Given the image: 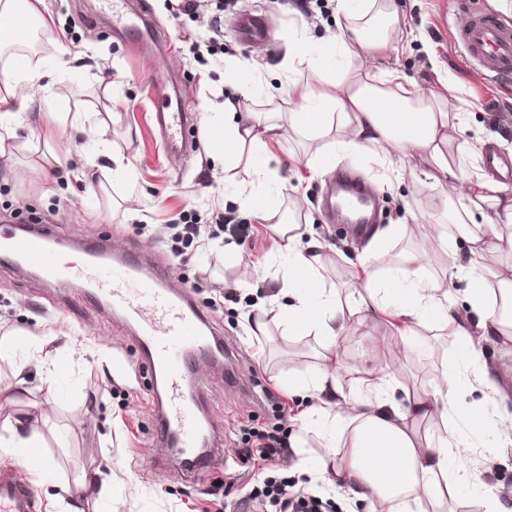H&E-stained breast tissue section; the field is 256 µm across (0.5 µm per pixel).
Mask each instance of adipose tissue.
<instances>
[{"label":"adipose tissue","instance_id":"1","mask_svg":"<svg viewBox=\"0 0 512 512\" xmlns=\"http://www.w3.org/2000/svg\"><path fill=\"white\" fill-rule=\"evenodd\" d=\"M336 13L344 23L328 52L310 44L303 32L291 30V50L284 59L285 72L306 67L311 73L305 84L289 80L288 95L295 109L287 125L262 122L259 113L237 111L225 103L218 118L224 124L223 139L208 138L206 155L221 165L224 187L237 189L241 162L261 177L247 197L254 217L276 232L278 251L288 264L287 276L277 295L271 296L269 314L306 336L331 341L342 335L350 315L387 314L399 335L410 336L423 323L455 325L468 357H475L474 336H512V319H505L490 304L486 275L481 267L483 240H470L466 272L471 288L468 303L481 317L475 328L457 307L445 284L427 278L425 263L430 252L452 251L453 241L444 235L430 237L424 250L405 254L387 272L372 270L376 255L389 246L390 235L375 233L359 257L366 274L340 301L335 293L310 291L311 283L326 260L325 246L301 243L295 225L283 222L270 195L279 189L275 176L276 156L268 145L280 141L283 128L309 136H332L329 148L307 161L309 170L327 172L337 159L349 153L373 152L390 166L395 160L419 158L423 176L440 191L441 205L463 198L469 181L463 161L471 152L468 139L451 136L455 118L446 92L457 84L448 74L439 75L435 88L422 90L398 70H386L382 79L372 77L377 55L403 36L404 16L398 0H337ZM50 71L27 56L13 57L11 75L0 81V145L14 136L30 107L50 94ZM481 201L493 204L485 215L487 229L500 251L512 255V190L494 179L481 184ZM392 376L383 369H365L359 395L344 393L335 374L321 370L309 381L294 384V392H310L320 403L304 414L299 431L291 438L296 467L305 460L304 432L315 429L330 443L343 444L344 452L320 457L317 475L329 484L364 502L369 512H420L423 502L441 506L457 502L462 492L477 495L484 512H512V492L505 486H487L474 479L460 459L461 449L471 442L460 425L468 410L459 400L460 373L448 367L443 386L431 393H405L402 404L391 401L385 391ZM440 421L447 435L422 438L418 424Z\"/></svg>","mask_w":512,"mask_h":512}]
</instances>
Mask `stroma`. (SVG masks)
Returning a JSON list of instances; mask_svg holds the SVG:
<instances>
[{"mask_svg":"<svg viewBox=\"0 0 512 512\" xmlns=\"http://www.w3.org/2000/svg\"><path fill=\"white\" fill-rule=\"evenodd\" d=\"M103 0H44L48 44L36 58L52 73L51 96L35 104L15 138L6 140L0 156V226L51 224L75 244L117 243L128 255L154 253L194 303L209 318L211 329L232 342L252 388L241 391L227 383L223 369L206 372L203 414L218 424L224 462L192 482L174 472L170 449L159 447L154 423L155 379L142 365L136 329L121 313L108 311L104 300L81 285L56 288L39 276L0 259V336L31 335L45 339L44 348L20 345L11 359H0V419L26 413L29 426L44 442V460L52 470L34 469L0 456V476L11 474L34 489L35 512H272L259 493L271 477L288 479L295 490L315 486L312 471L325 443L309 434L305 472L293 470L294 455L274 464L242 465L240 448L253 432L277 424L265 391L287 405L290 416L283 434L296 428L311 398L293 396L290 379L310 377L322 368L323 342L315 336L286 334L269 321L268 333L254 336L251 320L260 311L259 298L282 286L285 262L266 225L254 223L245 202L256 177L241 170L243 194L224 190V174L205 153L206 118L223 103L230 87L224 63L256 62L261 80L274 95L273 106L288 111L280 82L281 64L291 28L306 26L309 41L328 47L338 28L336 0H238L217 11L215 5L198 16L173 20L164 0H124L129 18L148 13L166 49L164 66H149L137 58L112 29ZM409 31L404 50L380 54L377 66L398 69L422 88L436 86L437 70L449 72L464 90L454 102L474 150L464 168L471 184L487 174L483 154L495 146L512 157V81L494 85L468 64L453 37L456 25L467 24L455 0H401ZM252 14L268 22L269 40L248 42L239 25ZM192 34L181 41L180 30ZM175 86L183 109L193 119L186 150L161 148L153 132L155 106L151 86L157 78ZM82 105L110 128L107 143L82 148L69 130L57 128L45 143L44 115L56 104ZM326 144L285 132L271 150L281 160L276 169L283 185L280 211L300 225L304 240L329 244L320 281L346 298L360 266L356 249L364 243L347 225L329 219L325 205L327 175L307 169L309 155ZM53 146L58 163H44L46 146ZM132 168L128 178L112 177L115 158ZM398 179L380 191L379 229L405 225L387 253L373 262L386 268L419 247L411 213L421 214L424 232L434 236L452 223V213L438 203V191L424 179L415 161L397 167ZM220 205L234 223L251 227L239 240L208 221L212 205ZM201 225L192 243L176 241L164 222L176 214ZM414 352L395 375L397 382L418 392L441 386L444 366L457 365L471 419L462 430L474 443L462 451L468 466L488 485H512V405L497 407L479 390L475 367L462 355L463 341L454 326L418 329ZM402 345L387 316L352 315L332 349L339 363L337 377L345 392L358 388L365 365L386 366ZM506 455H499L500 446ZM101 471L112 479V495L99 498L96 486L82 494L56 499L59 484L74 483L82 474ZM135 493H127L129 483Z\"/></svg>","mask_w":512,"mask_h":512,"instance_id":"obj_1","label":"stroma"}]
</instances>
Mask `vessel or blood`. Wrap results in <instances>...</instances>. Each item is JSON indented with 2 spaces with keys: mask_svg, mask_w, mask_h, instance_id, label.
<instances>
[{
  "mask_svg": "<svg viewBox=\"0 0 512 512\" xmlns=\"http://www.w3.org/2000/svg\"><path fill=\"white\" fill-rule=\"evenodd\" d=\"M112 27L131 42L138 57L154 56L161 45L149 25L128 22L120 4L113 0ZM468 61L496 81L512 79V25L496 17L474 10L469 23L457 34ZM157 123L166 145L182 136L186 124L183 113L172 111L165 82H158ZM330 197L346 194L354 197L361 211L354 220L358 233L366 234L375 222V195L365 182L347 171L337 172L328 188ZM64 244L48 230H32L22 234L0 233V252L25 266L39 270L61 282H72L94 288L116 311L134 324L138 343L152 372L163 379L159 396L157 439L178 448L183 460L181 472L195 477L215 464L219 451L206 447L211 423L201 415L195 390L204 384L199 369L201 361L224 359L221 339L207 335L203 312L193 307L181 287L168 272L151 267L147 260L117 256L91 247L84 249L80 260L61 263ZM35 494L24 481L0 477V512H34Z\"/></svg>",
  "mask_w": 512,
  "mask_h": 512,
  "instance_id": "b4317fda",
  "label": "vessel or blood"
}]
</instances>
